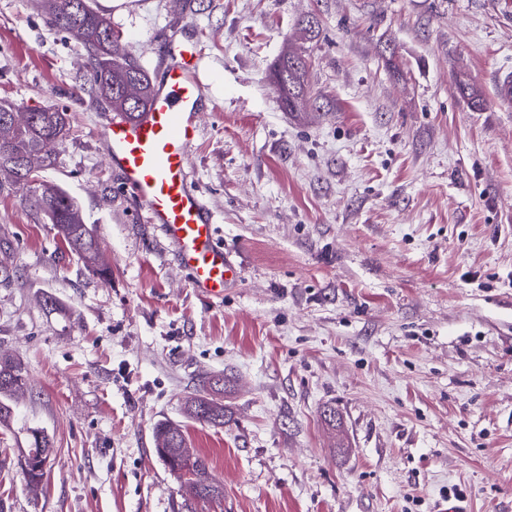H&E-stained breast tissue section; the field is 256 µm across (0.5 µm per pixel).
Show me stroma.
<instances>
[{"label":"stroma","instance_id":"1","mask_svg":"<svg viewBox=\"0 0 512 512\" xmlns=\"http://www.w3.org/2000/svg\"><path fill=\"white\" fill-rule=\"evenodd\" d=\"M91 2L151 81L169 46L201 52L190 165L244 273L223 302L194 294L107 161L80 40L39 0H0V101L67 113L42 177L109 266L88 272L0 189V360L26 375L0 425V512H435L454 486L469 512H512V108L492 97L512 0ZM290 45L303 112L271 77ZM207 378L221 429L184 414ZM165 421L223 498L157 456ZM37 433L53 454L33 493Z\"/></svg>","mask_w":512,"mask_h":512}]
</instances>
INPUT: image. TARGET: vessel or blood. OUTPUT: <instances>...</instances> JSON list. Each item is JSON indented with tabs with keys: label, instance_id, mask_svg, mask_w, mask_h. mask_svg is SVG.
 Instances as JSON below:
<instances>
[{
	"label": "vessel or blood",
	"instance_id": "b4317fda",
	"mask_svg": "<svg viewBox=\"0 0 512 512\" xmlns=\"http://www.w3.org/2000/svg\"><path fill=\"white\" fill-rule=\"evenodd\" d=\"M172 64L165 85L147 110L129 118L115 112L97 134L124 189L137 201L149 224L167 242L201 298L219 302L240 277L241 264L215 239L214 216L192 186L190 156L201 128L199 102L205 93L193 46H170Z\"/></svg>",
	"mask_w": 512,
	"mask_h": 512
}]
</instances>
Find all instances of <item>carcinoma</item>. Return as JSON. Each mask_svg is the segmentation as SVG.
<instances>
[{
  "mask_svg": "<svg viewBox=\"0 0 512 512\" xmlns=\"http://www.w3.org/2000/svg\"><path fill=\"white\" fill-rule=\"evenodd\" d=\"M74 2L75 0H51L47 15L51 24L61 32L69 33L77 24L88 32L89 39L83 43L87 54L84 85L90 88L97 101L106 108L120 110L130 117L139 115L146 109L154 89L148 73L130 56L122 59L111 56L109 39H118V32L112 28L106 17L93 8L90 0H85V7L81 11L75 9ZM307 72L305 55L292 46L288 47L274 69V80L282 103L290 112L304 111L311 98ZM128 81H136L141 86L142 96L134 104L127 102L124 97V86ZM457 86L471 106L477 107L481 104L482 92L479 88L464 79L458 80ZM68 122L67 114L57 108L51 112L37 113L34 123L18 131L13 142L8 145L0 143V165L8 164L17 157L46 146L51 151H56L58 142L51 141V136ZM13 192L20 201L44 212L72 252L83 259L92 255V247L97 239L93 230L84 224L78 205L65 191L55 186L52 194L47 196L39 187L21 181L14 186ZM25 385L26 377L21 363L1 360L0 423L10 420L12 409L9 401ZM187 413L190 419L200 424L214 428L224 427V404L211 397L203 387L190 397ZM155 442L158 455L166 465H171L176 461L178 449L186 447L182 425H158L155 429ZM51 453L49 440L41 436L34 439L32 448L24 455L31 490L38 489Z\"/></svg>",
  "mask_w": 512,
  "mask_h": 512,
  "instance_id": "carcinoma-1",
  "label": "carcinoma"
}]
</instances>
